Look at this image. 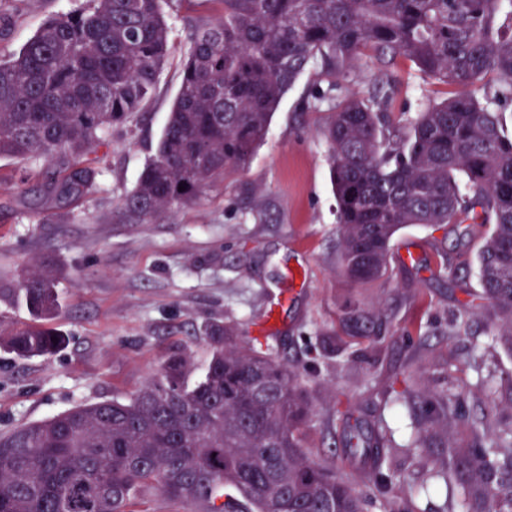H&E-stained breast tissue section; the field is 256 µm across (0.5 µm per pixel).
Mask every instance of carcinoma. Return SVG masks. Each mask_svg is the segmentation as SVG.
Listing matches in <instances>:
<instances>
[{"mask_svg": "<svg viewBox=\"0 0 512 512\" xmlns=\"http://www.w3.org/2000/svg\"><path fill=\"white\" fill-rule=\"evenodd\" d=\"M220 15L196 27L161 138L125 211L156 219L190 205L218 180L242 171L264 141L273 112L311 67L333 87L369 59L381 74L366 97L330 102L324 134L336 195L339 269L359 286L388 277L390 250L408 225L489 224L478 254L479 303L451 322L487 318L486 335L512 346V0H200ZM163 0H90L47 17L19 52L0 59V157L43 158L60 200L89 185L80 156L106 128L144 110L172 49ZM399 60L455 89L412 119L392 116ZM492 91L479 99L476 90ZM185 190L178 191L179 186ZM52 267L35 260L20 285L40 319L56 318ZM345 321L369 344L383 322L350 305ZM57 341H52V338ZM210 360L186 384L188 358L175 353L127 400L79 404L0 433V512H137L145 493L191 505L189 512H415L404 495L399 454L447 439L443 460H419L427 479L413 493H445L449 512H512V419L476 424L461 411L466 387L426 393L409 368L393 403L417 396L423 410L403 444L387 426L348 425L347 459L364 491L314 458L305 445L317 416L301 374L231 328L207 332ZM65 343L50 327L0 335L21 357Z\"/></svg>", "mask_w": 512, "mask_h": 512, "instance_id": "carcinoma-1", "label": "carcinoma"}]
</instances>
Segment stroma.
I'll return each instance as SVG.
<instances>
[{
	"label": "stroma",
	"mask_w": 512,
	"mask_h": 512,
	"mask_svg": "<svg viewBox=\"0 0 512 512\" xmlns=\"http://www.w3.org/2000/svg\"><path fill=\"white\" fill-rule=\"evenodd\" d=\"M85 4L0 0V58L18 52L48 15ZM163 10L174 47L154 97L86 156L95 179L79 196L41 194L44 159L0 158V323L32 321L19 286L32 259L44 257L56 272L52 325L67 338L44 357L0 348V432L77 404L126 399L174 353L191 356L188 379L196 381L209 360L206 328L219 322L242 346L272 337L279 356L298 365L317 410L309 451L361 484L345 458V416L389 415L386 391L409 364L430 391L475 385L482 369L512 371V353L490 342L484 318L448 335L451 319L481 291L476 252L488 228L462 237L449 224L409 225L393 241L389 279L361 288L340 276L328 114L304 108L321 87L313 69L289 89L243 171L155 220L126 216L122 201L162 135L192 32L219 8L169 0ZM394 75L393 111L408 119L450 92L407 61ZM405 248L415 265L403 264ZM350 300L383 310L381 349L345 325Z\"/></svg>",
	"instance_id": "35a3bbf8"
}]
</instances>
